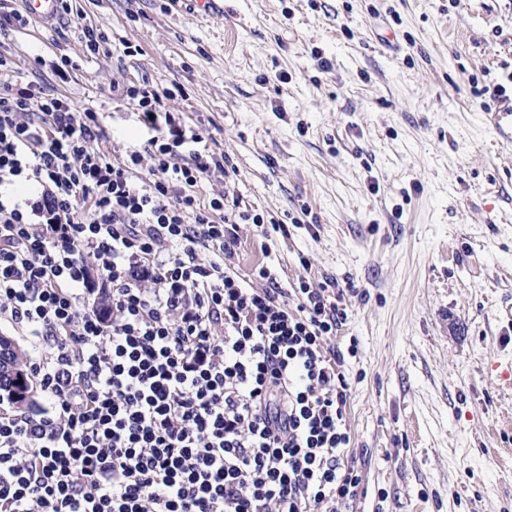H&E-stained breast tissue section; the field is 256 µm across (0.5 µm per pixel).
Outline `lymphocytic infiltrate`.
<instances>
[{
	"label": "lymphocytic infiltrate",
	"instance_id": "1",
	"mask_svg": "<svg viewBox=\"0 0 512 512\" xmlns=\"http://www.w3.org/2000/svg\"><path fill=\"white\" fill-rule=\"evenodd\" d=\"M122 97L158 134L116 157L98 113L0 82V322L42 345L44 396L0 411V512H348L332 281L242 277L263 217L195 191L229 158L194 149L174 90Z\"/></svg>",
	"mask_w": 512,
	"mask_h": 512
}]
</instances>
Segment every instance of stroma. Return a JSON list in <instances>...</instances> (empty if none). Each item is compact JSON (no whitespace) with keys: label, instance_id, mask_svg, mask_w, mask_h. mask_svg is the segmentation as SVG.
<instances>
[{"label":"stroma","instance_id":"obj_1","mask_svg":"<svg viewBox=\"0 0 512 512\" xmlns=\"http://www.w3.org/2000/svg\"><path fill=\"white\" fill-rule=\"evenodd\" d=\"M67 4L0 27V53L98 112L121 153L153 131L113 86H179L170 110L236 168L202 178L201 201L223 191L288 226L242 225L239 273L338 282L350 512H512V145L480 119L512 82V0ZM83 25L138 54L87 53Z\"/></svg>","mask_w":512,"mask_h":512}]
</instances>
